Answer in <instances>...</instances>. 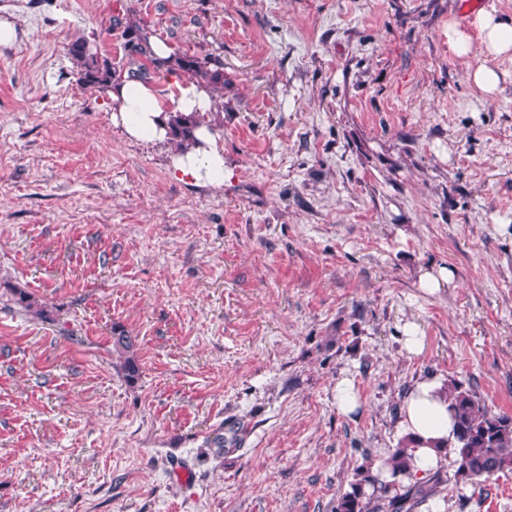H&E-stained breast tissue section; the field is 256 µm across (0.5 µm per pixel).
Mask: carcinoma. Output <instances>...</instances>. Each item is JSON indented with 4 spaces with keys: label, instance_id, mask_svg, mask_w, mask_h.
Listing matches in <instances>:
<instances>
[{
    "label": "carcinoma",
    "instance_id": "carcinoma-1",
    "mask_svg": "<svg viewBox=\"0 0 512 512\" xmlns=\"http://www.w3.org/2000/svg\"><path fill=\"white\" fill-rule=\"evenodd\" d=\"M128 44L140 56L148 54L145 38L139 26L131 21L126 25ZM69 54L78 68L80 80L101 90H106L115 81L111 61L85 41H75L69 47ZM170 69L192 73L198 82L205 84L212 93L223 97V63L213 56L204 57L175 55ZM206 125L214 127L213 114L192 112L188 115L177 113L169 116L168 140L174 150L180 151L184 143L194 138V132ZM113 348L126 354L125 375L134 381L140 375V368L134 357V340L125 331L114 329ZM448 407L452 412L456 433L449 452L455 454L457 465L454 477L458 484H479L499 474L512 471V414L494 412L474 393L460 385L447 387ZM407 440H402L390 451L388 463L394 472L401 473L407 467ZM376 482L370 468L357 473L350 491L343 494L336 512H418L419 507L440 492L441 482L436 476L405 486L403 492L393 496L383 489L370 498L365 496L364 487Z\"/></svg>",
    "mask_w": 512,
    "mask_h": 512
}]
</instances>
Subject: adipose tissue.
I'll return each mask as SVG.
<instances>
[{"instance_id":"adipose-tissue-1","label":"adipose tissue","mask_w":512,"mask_h":512,"mask_svg":"<svg viewBox=\"0 0 512 512\" xmlns=\"http://www.w3.org/2000/svg\"><path fill=\"white\" fill-rule=\"evenodd\" d=\"M448 49L460 56L473 50L494 57L512 55V19L496 12L481 10L469 27L456 22L448 24ZM112 120L126 133L140 141L166 138L169 114L209 112L213 100L209 92L194 81L177 83L167 99H160L151 83L127 79L109 88ZM195 146L174 156L173 168L180 178L216 187L224 183V152L220 150L207 127L194 132ZM400 427L410 441L409 478L420 480L447 462L446 452L454 440V420L448 410V399L440 383L423 380L416 383L403 400Z\"/></svg>"}]
</instances>
